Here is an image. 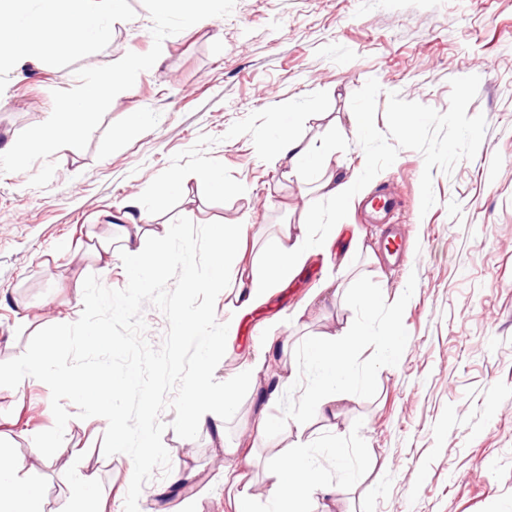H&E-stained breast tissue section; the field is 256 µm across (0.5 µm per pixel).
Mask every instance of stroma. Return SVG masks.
<instances>
[{
  "mask_svg": "<svg viewBox=\"0 0 512 512\" xmlns=\"http://www.w3.org/2000/svg\"><path fill=\"white\" fill-rule=\"evenodd\" d=\"M188 12L198 13L195 24ZM138 56L158 58V69H138ZM91 73L105 85L83 135L13 164L6 145L66 120ZM471 74L480 84L467 113L483 114L487 130L473 160L449 175L433 170L428 212L420 210L423 157L400 150L353 197L330 252L308 251L294 278L250 313L237 309L233 288L218 295L217 320L237 325L214 376L251 371L248 392L232 421L208 414L194 440L171 429L173 410L162 412L171 469L144 485L139 512H235L239 490L224 470L242 452L252 462V510L269 512L272 466L302 438L332 490L308 512H512V0H182L162 21L152 0H127L125 19L90 56L58 39L21 71L0 68V362L21 355L37 331L75 322L88 275L126 286L120 256L104 271L87 246L108 234L133 193L179 179L181 191L147 202L154 231L179 216L246 222L238 251L261 258L263 242L299 224L323 194L264 157L257 133L291 123L329 168L357 175L365 154L351 98L368 79L382 88L375 123L383 131L390 92L443 112L450 79ZM136 112L150 127L126 135ZM203 169L222 173L223 193L198 179ZM379 194L393 207L377 221L368 202ZM393 237L404 251L397 264L385 258ZM339 276L380 305L367 312L335 295ZM390 324L405 342L394 359L380 360L373 342L351 354L371 391L339 394L343 460L298 392L259 402L271 377L308 374L311 339ZM270 336L287 339V355L265 348ZM288 415L298 428H278ZM53 425L45 383L0 387V448L18 461L21 480L40 488L47 512H70L80 473L96 477V512H124L133 462L104 455L106 420L71 418L45 458L33 438Z\"/></svg>",
  "mask_w": 512,
  "mask_h": 512,
  "instance_id": "stroma-1",
  "label": "stroma"
}]
</instances>
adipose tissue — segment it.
I'll return each instance as SVG.
<instances>
[{
  "mask_svg": "<svg viewBox=\"0 0 512 512\" xmlns=\"http://www.w3.org/2000/svg\"><path fill=\"white\" fill-rule=\"evenodd\" d=\"M125 14L126 0H0V65L15 70L23 68L38 55L47 40L57 34L64 37L70 52L89 55L104 37L107 25ZM101 88L99 79H90L81 97L70 106L69 119L50 132L9 145L7 152L13 161L26 162L32 152L45 151L59 141L77 138L83 131V114L100 102ZM257 142L260 148L270 151L286 175L318 181L320 190L331 199L345 200L356 184L352 177L339 180L332 175L323 176L322 161L288 129L258 134ZM146 220L144 199L136 197L124 211L116 214L109 238L95 248L94 255L99 262L110 266L113 250H120L132 275L137 280H146L151 268L143 255ZM338 229L335 223L319 224L306 219L300 227L304 245L293 244L288 233L272 238L266 244L268 263H255L244 269L232 259L238 228L216 229L214 271L203 280L189 277L188 285L222 288L226 283H234L240 308H252L266 299L276 282L293 277L304 248H329ZM371 337L375 338L384 357H392L401 347L399 337L387 329L373 336L367 330L358 329L307 345V357L314 369L307 393L323 418H337V390L361 388V380L350 368V355ZM18 472V462L0 452V512H45L40 491L20 480ZM316 472L314 458L303 445L295 448L288 464H277L269 489L272 512H305L309 498L321 489Z\"/></svg>",
  "mask_w": 512,
  "mask_h": 512,
  "instance_id": "obj_1",
  "label": "adipose tissue"
}]
</instances>
